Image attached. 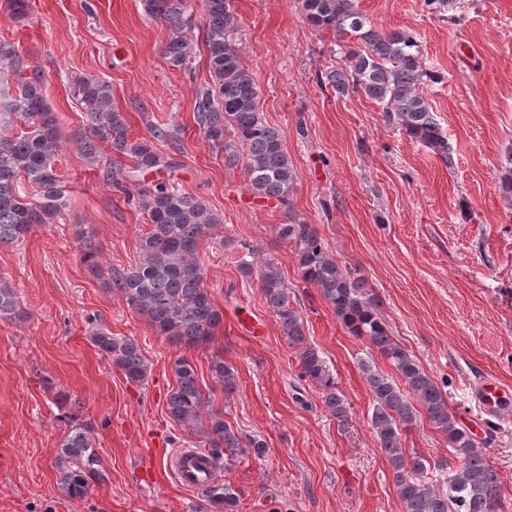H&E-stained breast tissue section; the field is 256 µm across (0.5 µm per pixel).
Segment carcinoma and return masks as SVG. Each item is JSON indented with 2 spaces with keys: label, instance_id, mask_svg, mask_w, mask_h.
Instances as JSON below:
<instances>
[{
  "label": "carcinoma",
  "instance_id": "1",
  "mask_svg": "<svg viewBox=\"0 0 512 512\" xmlns=\"http://www.w3.org/2000/svg\"><path fill=\"white\" fill-rule=\"evenodd\" d=\"M145 2L149 16L170 30L163 58L170 67L184 69L193 53L186 33L191 0ZM301 3L312 27L330 31L340 40L350 39L343 65L326 69L318 76L320 84L339 97L363 94L381 107L387 123L450 161L448 140L421 90L434 75L425 68L416 37L376 27L360 12L358 0ZM201 4L211 82L198 94L194 120L211 146L224 153L225 165L242 167L254 194L289 209L296 171L284 131L269 123L259 109L260 89L234 41L239 18L233 0H201ZM0 67L17 77L16 94L0 93V246H4L19 242L36 227L55 223L67 207V190L55 167L63 139L60 120L48 102L41 76L35 70L24 76L28 65L7 41H0ZM78 97L90 122L88 134L79 142L82 155L94 164L100 145H107L112 152V186L125 191L135 185L132 200L149 218V231L139 240V261L117 275L98 265L87 232L78 228L89 270L102 287L118 290L158 335L176 346L195 349L209 342L222 322L204 288L205 269L198 254L222 219L204 199L163 181L147 187L135 182L148 171L172 168L156 146L166 134L156 128L149 138L131 136L126 114L113 104L107 81L95 77L81 81ZM278 236L294 247L303 281L318 288L344 328L368 340L397 371L396 382L371 365H362L374 401L373 436L391 467L403 512H499L504 484L488 461L485 442L457 423L446 393L414 355L393 340L363 280L326 251L314 225L290 219L278 225ZM239 271L247 279H257L281 334L295 350L301 377L320 387L331 416L347 421V402L325 358L309 341L301 313L291 306L288 283L277 263L265 261L256 275L253 264L243 257ZM21 316L15 289L0 280V319ZM91 341L127 382L145 379L147 364L135 340L114 336L102 327L91 334ZM211 371L224 393L236 389L235 369L222 358H215ZM172 372L176 387L166 401L167 415L179 426L200 427L209 444L205 454L210 457V471L198 485L210 504L234 512L240 491L218 483L213 470L243 448L260 457L266 445L241 435L224 420L222 411L210 407L189 359H175ZM421 413L448 445L449 458L437 462L443 473L440 488L426 481L428 461L404 446L403 435ZM55 466L61 490L72 499L86 496L92 483L104 480L91 428L76 417L59 442Z\"/></svg>",
  "mask_w": 512,
  "mask_h": 512
}]
</instances>
